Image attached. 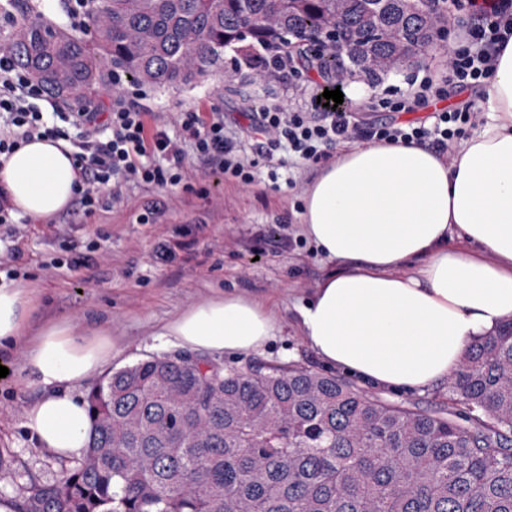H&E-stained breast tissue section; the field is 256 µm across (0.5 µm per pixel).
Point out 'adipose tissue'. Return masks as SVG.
<instances>
[{"instance_id":"obj_1","label":"adipose tissue","mask_w":512,"mask_h":512,"mask_svg":"<svg viewBox=\"0 0 512 512\" xmlns=\"http://www.w3.org/2000/svg\"><path fill=\"white\" fill-rule=\"evenodd\" d=\"M486 110L488 122L451 157L419 143L352 144L309 185L303 232L337 267L300 307V327L326 364L422 392L447 379L469 341L512 319V40L498 50ZM80 185L63 140L21 144L0 163V195L35 223L69 208ZM33 307L30 290L0 284V347L28 339L23 372L44 394L26 426L41 447L70 456L91 429L72 388L119 348L106 330L73 320L27 336ZM276 330L264 302L228 293L190 306L158 336L191 351L249 354Z\"/></svg>"}]
</instances>
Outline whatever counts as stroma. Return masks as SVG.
Returning <instances> with one entry per match:
<instances>
[{
  "label": "stroma",
  "instance_id": "obj_1",
  "mask_svg": "<svg viewBox=\"0 0 512 512\" xmlns=\"http://www.w3.org/2000/svg\"><path fill=\"white\" fill-rule=\"evenodd\" d=\"M75 0H17L15 17L0 18V40L29 17H40L56 27H69ZM446 43L427 51L418 62L389 75L381 83L362 79L346 88L348 112L359 119L389 117L385 102L406 101L412 85L425 74L445 76L447 45L461 27L475 23L477 9L459 12L446 8ZM316 72L295 63L285 79L252 82L233 76L230 67L181 88H158L136 82L126 88L127 99L155 112L188 107L208 115L232 118L242 112H260L275 105H296L315 96L320 87ZM319 165L302 167L285 159L277 178H270L266 163H258L255 179L244 184L209 169L193 174L188 188H159L148 193L132 187L125 204L83 215L66 210L43 223H25L18 239L0 238V256L19 250L14 267L20 285L35 290L37 321L75 319L108 331L122 347L113 359L120 369L151 356L173 355L177 346L162 344L158 332L192 304L233 292L265 301L279 329L257 353H224L216 360L243 367L255 362L269 365L302 362L316 369L324 364L311 349L299 324L298 308L334 265L305 240L300 225L304 193L318 175ZM164 208L157 223L141 224L137 217L147 201ZM69 225L68 237L56 232ZM191 229L196 240L193 254L161 265L153 259L158 238H175L178 228ZM97 243L88 265L71 269L50 267L52 258L66 257V249L85 250ZM27 345L0 350V365L8 368L0 378V460L16 480L6 499L18 503L32 486L50 482L71 469L75 458H63L36 444L26 426V413L42 394L40 386L18 380Z\"/></svg>",
  "mask_w": 512,
  "mask_h": 512
}]
</instances>
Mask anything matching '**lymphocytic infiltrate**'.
Masks as SVG:
<instances>
[{
	"label": "lymphocytic infiltrate",
	"mask_w": 512,
	"mask_h": 512,
	"mask_svg": "<svg viewBox=\"0 0 512 512\" xmlns=\"http://www.w3.org/2000/svg\"><path fill=\"white\" fill-rule=\"evenodd\" d=\"M512 34V0L492 8L479 25L467 29L449 46L447 84L422 79L412 105L426 106L431 98L483 87L494 71L497 47ZM48 92L32 81L13 59L9 44L0 43V156L10 155L20 143L34 139H65L83 178L77 209L82 214L122 203L126 185L153 190L188 180V158L202 169L251 182L258 160L271 169L282 164V153L304 162L322 158L328 147L357 139L365 142L430 144L439 155L453 153L465 126L475 124L479 113L471 101L452 110L434 113L431 123L391 120L362 124L344 109L322 104L314 108L276 105L248 114L247 124H227L223 113L201 118L185 108L172 119L148 124L146 111L116 93L110 106L98 110L83 104L68 111H44ZM178 135H170L169 125Z\"/></svg>",
	"instance_id": "1"
}]
</instances>
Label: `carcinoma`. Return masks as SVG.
<instances>
[{
  "instance_id": "carcinoma-1",
  "label": "carcinoma",
  "mask_w": 512,
  "mask_h": 512,
  "mask_svg": "<svg viewBox=\"0 0 512 512\" xmlns=\"http://www.w3.org/2000/svg\"><path fill=\"white\" fill-rule=\"evenodd\" d=\"M82 36L25 20L17 66L85 103L120 71L173 88L264 73L293 38L305 59L338 36L377 84L428 46L436 0H88ZM448 413L369 395L299 363L224 367L186 355L111 373L88 396L92 431L63 476L16 512H512V321L470 343L447 381Z\"/></svg>"
}]
</instances>
